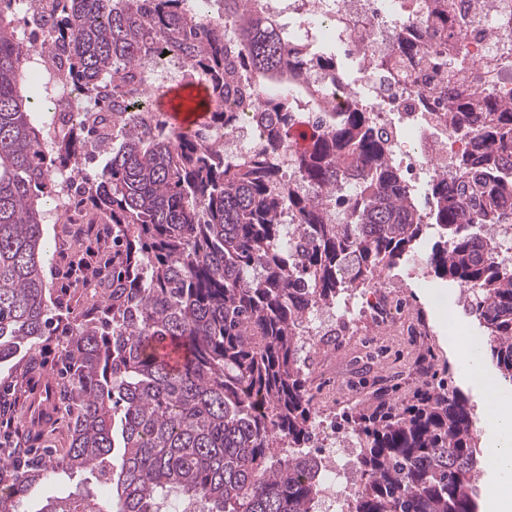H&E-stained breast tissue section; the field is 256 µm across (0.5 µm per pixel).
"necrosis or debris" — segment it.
<instances>
[{"instance_id": "1", "label": "necrosis or debris", "mask_w": 512, "mask_h": 512, "mask_svg": "<svg viewBox=\"0 0 512 512\" xmlns=\"http://www.w3.org/2000/svg\"><path fill=\"white\" fill-rule=\"evenodd\" d=\"M267 15L288 24V41L301 44L306 51L324 55L319 33L328 31L341 58L356 63L369 94L358 92L343 67L305 69L302 80L289 84L296 111L310 124L323 126L329 112L358 109L370 114L376 128L389 132V160L398 169L407 188L417 189L436 175L449 171L457 156L470 152L471 135L456 130L443 109L449 91L483 93L512 100V0H493V7L481 25H471L475 0H448V17L455 27L465 31L462 44H444L432 35L425 22L423 0H254ZM26 36L33 52L29 63L39 71L60 68L48 25L28 22ZM419 43L430 53L466 52L473 72L447 87L431 68L409 65L405 54L411 44ZM107 89L88 96L76 92L73 83L60 81L54 96L42 104L50 124L79 112L96 111ZM240 121L231 129L206 128L207 137L222 150L225 160L247 155L262 141V129L255 124L251 96L240 95ZM364 316L375 326L398 325L402 335L420 342L421 330L410 316L404 301L385 304L370 301ZM319 323L335 325L336 333L352 348V369L341 375L351 388H359L356 364H374L387 359L390 351L379 338L361 335L353 323L337 324L335 315L322 314ZM326 463L322 469L324 491L320 512H342L349 485V468L344 460L347 448L323 449Z\"/></svg>"}]
</instances>
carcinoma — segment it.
<instances>
[{
  "instance_id": "carcinoma-1",
  "label": "carcinoma",
  "mask_w": 512,
  "mask_h": 512,
  "mask_svg": "<svg viewBox=\"0 0 512 512\" xmlns=\"http://www.w3.org/2000/svg\"><path fill=\"white\" fill-rule=\"evenodd\" d=\"M424 9L434 32H448L447 0ZM62 12L69 77L119 98L141 83L138 61L167 50L184 59L182 85L205 89L209 116L191 133L166 116L165 130L132 128L88 171L105 119L83 112L47 139L36 104L51 86L44 77L29 88L32 45L0 9V366L66 337V377L44 401L69 417L67 446L48 454L35 446L42 403L21 411L27 425L0 448V512H29L37 482L81 472L110 482V512H316L308 315L406 261L461 288L487 356L512 383V267L502 258L512 237H482L486 224L512 225V102L448 100L464 131L477 123L480 148L456 161L454 183L429 184L423 221L369 113L309 128L271 89L336 61L288 47L250 0H224L212 18L183 0H64ZM470 66L448 58V83ZM242 91L265 140L228 162L201 132L230 124ZM279 150L307 193L281 181L270 162ZM68 168L81 174L68 186L78 204L112 224V291L78 322L52 312L44 275V204ZM165 340L177 358L154 347ZM354 434L348 512H477L480 451L463 394L432 385L415 404L361 417ZM35 512L104 510L77 488Z\"/></svg>"
}]
</instances>
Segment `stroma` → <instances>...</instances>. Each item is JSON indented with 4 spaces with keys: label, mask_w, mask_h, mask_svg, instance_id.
I'll use <instances>...</instances> for the list:
<instances>
[{
    "label": "stroma",
    "mask_w": 512,
    "mask_h": 512,
    "mask_svg": "<svg viewBox=\"0 0 512 512\" xmlns=\"http://www.w3.org/2000/svg\"><path fill=\"white\" fill-rule=\"evenodd\" d=\"M45 229L46 277L52 288V301L62 306L70 318L81 319L99 305L102 290L95 287L93 274L80 283L71 278L74 256L77 249H85L86 263L94 270L102 268L112 258V227L75 209L65 220H47ZM380 282L386 292L397 293L406 301L423 332V339L420 345L411 347L397 327L383 329L380 336L391 343L392 351L386 368L373 369L372 375L376 378L389 376L393 382L362 393L324 380V372L345 365L347 352L337 346L334 337H314L307 346L310 356L307 386L314 396V419L320 424L321 435L349 432L351 421L370 413L379 398L392 395L402 403L413 400L436 375L445 379L449 389L462 392L472 409L480 407L479 392L458 368L448 346V307L462 305L460 288L431 275H415L408 265L383 272ZM430 288L439 293V302L426 300L425 292Z\"/></svg>",
    "instance_id": "1"
}]
</instances>
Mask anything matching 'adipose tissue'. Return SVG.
Segmentation results:
<instances>
[{
	"label": "adipose tissue",
	"mask_w": 512,
	"mask_h": 512,
	"mask_svg": "<svg viewBox=\"0 0 512 512\" xmlns=\"http://www.w3.org/2000/svg\"><path fill=\"white\" fill-rule=\"evenodd\" d=\"M448 344L470 380L483 394L481 421L490 432L483 454L492 480L484 493L483 512H512V395L486 369L482 347L464 336L456 309L448 311Z\"/></svg>",
	"instance_id": "1"
}]
</instances>
